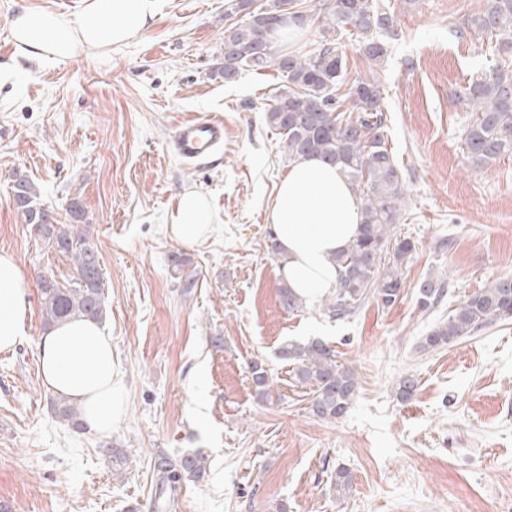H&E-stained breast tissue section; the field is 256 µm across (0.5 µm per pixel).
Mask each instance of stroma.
<instances>
[{
  "mask_svg": "<svg viewBox=\"0 0 512 512\" xmlns=\"http://www.w3.org/2000/svg\"><path fill=\"white\" fill-rule=\"evenodd\" d=\"M233 2L159 0L121 48L30 62L14 21L63 8L0 0V252L22 269L29 325L21 346L0 352V512H268L275 502L288 512H512V321L417 348L468 295L512 276V157L475 168L462 151L464 88L492 57L491 37L466 26L484 0H383L396 37L380 80L407 215L394 232L416 251L393 306L370 299L340 320L320 299L281 305L269 208L290 162L264 110L287 80L270 66L225 83ZM195 116L224 122V155L208 167L168 149ZM17 174L58 215L79 201V229L100 253L128 400L109 436L60 420L42 383L39 279L63 283L74 269L29 234L12 202ZM188 190L216 215L190 248L167 231ZM178 251L180 269L168 260ZM441 271L443 302L420 310L419 283ZM311 338L356 373L358 395L336 423L309 414L310 386L276 355ZM254 360L269 375L265 400ZM407 374L419 387L402 402L395 386ZM110 446L128 459L121 469ZM186 452L205 456L204 472L161 490L157 460ZM341 468L352 476L342 495L332 487Z\"/></svg>",
  "mask_w": 512,
  "mask_h": 512,
  "instance_id": "stroma-1",
  "label": "stroma"
}]
</instances>
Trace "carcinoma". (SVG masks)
I'll return each instance as SVG.
<instances>
[{
	"mask_svg": "<svg viewBox=\"0 0 512 512\" xmlns=\"http://www.w3.org/2000/svg\"><path fill=\"white\" fill-rule=\"evenodd\" d=\"M288 0H260L244 18L224 28V81L230 83L245 68L273 66L285 74L288 91L265 109L266 124L279 135L286 157L294 160L317 156L340 169L355 186L360 200V234L335 256L340 275L327 299L330 317L345 319L373 297L384 307L392 306L404 288V268L416 251L414 241L394 236V225L403 221L405 191L393 148L388 146L386 116L377 72L390 52L395 37L394 18L379 0H320L310 12L306 27L318 39L307 54L285 53L278 41H258L252 28L275 19ZM356 33L363 46L361 57L369 75L348 77L347 58L341 50L344 27ZM467 26L495 38L491 47L496 64L475 74L465 87L466 109L474 113L464 130L463 151L477 167L503 156H512V0H484L483 10ZM344 96L356 115L339 110L336 92ZM16 208L24 215L30 232L54 250L68 255L76 274L62 284L48 276L40 282L39 303L44 324L87 319L100 321L105 314L103 274L97 250L87 244L75 227L83 209L70 203L64 224L58 214L40 203L35 184L16 176L12 184ZM512 276L497 277L470 294L448 317L421 338L420 349H443L482 327L512 320V291H506ZM445 278L433 276L418 289L417 303L426 311L442 301ZM284 309L302 308L304 299L288 284L279 289ZM280 358L293 365L295 378L313 386L309 412L324 421L338 422L346 416L357 394L355 372L337 363L336 352L319 339L304 344L288 343ZM252 380L260 395L269 393L270 382L263 363L251 362ZM418 382L406 375L396 384L397 397L410 400ZM58 417L82 428L81 413L64 399L56 402ZM205 458L195 452L158 463L162 484L177 488L187 476L204 468Z\"/></svg>",
	"mask_w": 512,
	"mask_h": 512,
	"instance_id": "carcinoma-1",
	"label": "carcinoma"
}]
</instances>
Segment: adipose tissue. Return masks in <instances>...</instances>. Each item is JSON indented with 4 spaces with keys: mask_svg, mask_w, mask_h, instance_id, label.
<instances>
[{
    "mask_svg": "<svg viewBox=\"0 0 512 512\" xmlns=\"http://www.w3.org/2000/svg\"><path fill=\"white\" fill-rule=\"evenodd\" d=\"M155 7L156 0H90L72 20L28 10L18 16L14 36L27 59H68L85 48L124 44L146 28ZM215 220L206 198L188 191L169 216V230L190 247L210 232ZM269 220L285 258L281 273L289 286L312 298L334 288V258L357 235L360 224L359 198L340 169L316 157L292 162L277 187ZM27 312L22 270L12 255L1 252V352L25 339ZM38 349L45 387L78 405L90 431L111 433L124 415L126 400L121 362L107 329L85 320L62 321L41 336Z\"/></svg>",
    "mask_w": 512,
    "mask_h": 512,
    "instance_id": "adipose-tissue-1",
    "label": "adipose tissue"
}]
</instances>
